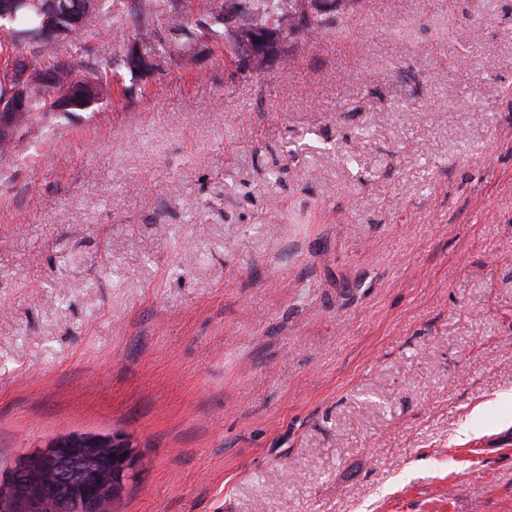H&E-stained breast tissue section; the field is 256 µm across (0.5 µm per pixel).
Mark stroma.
<instances>
[{"label": "stroma", "mask_w": 512, "mask_h": 512, "mask_svg": "<svg viewBox=\"0 0 512 512\" xmlns=\"http://www.w3.org/2000/svg\"><path fill=\"white\" fill-rule=\"evenodd\" d=\"M130 68L0 166V473L76 433L111 512H512V0H323L267 56Z\"/></svg>", "instance_id": "obj_1"}]
</instances>
